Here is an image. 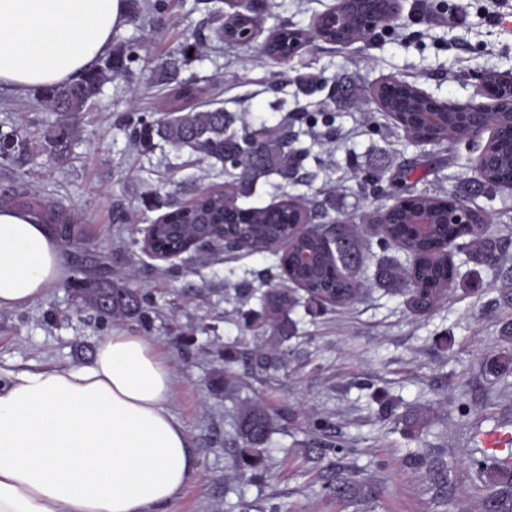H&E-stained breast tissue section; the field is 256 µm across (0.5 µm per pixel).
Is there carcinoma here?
Returning <instances> with one entry per match:
<instances>
[{
	"label": "carcinoma",
	"instance_id": "cac0c4a2",
	"mask_svg": "<svg viewBox=\"0 0 512 512\" xmlns=\"http://www.w3.org/2000/svg\"><path fill=\"white\" fill-rule=\"evenodd\" d=\"M205 2L213 3L209 18L219 42H224L226 34L239 42L252 38L257 14H226L220 6L222 0ZM304 34L301 28L278 32L271 40V50L286 57L288 48L281 45V40L299 41ZM190 48L192 45H186L181 55L168 57L154 71L156 83L172 87L169 107L161 109L156 117L131 113L125 118L126 126L132 141L142 151L151 150L158 138L176 149L188 148L202 158L224 164V188L198 191L188 207L173 199L172 193H166L162 201L168 208L166 219L155 221L157 250L183 251L192 240L210 233L215 225L233 224L242 248L247 251L265 253L277 244H286L280 265L287 277L305 290L309 301L344 307L361 293L359 272L364 261L365 233L372 231L379 236L382 247L398 245L412 257L407 266L394 261L382 263L377 271L378 281L384 286L413 284L411 308L426 313L447 296L448 288L456 282V268L448 258L447 245L466 237L467 245L481 260L495 257L501 249L492 221L483 211L473 209L477 216L473 224H450L448 210L464 206L466 201L415 194L407 187L402 188L395 204L378 206V226L370 218L361 224L343 221L318 225L307 235L294 230V225L309 216V210L297 198L285 196L262 208L240 207L237 199L249 196L259 179L270 174L289 177L301 166L308 150L295 147L297 135L286 125L278 132L247 122L237 128L233 113L198 102L201 93L179 80ZM138 49L135 40L115 37L111 49L78 80L38 90L40 105L57 114L58 120L48 124L22 122L0 134V145L12 143V148L0 151L3 165L8 167L36 154L58 162L69 158L75 137L69 118L90 107L106 77L131 74L132 65L140 60ZM489 120L499 131V137L488 145L495 161L477 174L481 186L499 190L512 177V112H493ZM454 121L453 116L449 124L426 126L418 121L415 112H402L395 119L397 127L404 129L412 140L428 137L439 144L458 143L452 132ZM1 206L27 212L37 222L48 225L58 241L89 245L95 240L93 225L40 197L1 193ZM71 286L79 292L83 304L102 320L124 318L144 323L154 308L153 300L139 290L110 281L89 282L79 269L74 272ZM296 303L295 291L271 288L263 293L260 312L245 314V330L264 339L243 361L251 375L261 376L280 367L289 339L288 313ZM273 428V417L258 402L246 403L236 417L235 440L240 442L238 469L250 483H258L266 475L265 445ZM471 466L487 477L489 512H500L499 487L508 484L507 478L512 477L509 459L496 461L492 470L485 457L472 459Z\"/></svg>",
	"mask_w": 512,
	"mask_h": 512
}]
</instances>
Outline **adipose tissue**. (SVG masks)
Segmentation results:
<instances>
[{"instance_id": "adipose-tissue-1", "label": "adipose tissue", "mask_w": 512, "mask_h": 512, "mask_svg": "<svg viewBox=\"0 0 512 512\" xmlns=\"http://www.w3.org/2000/svg\"><path fill=\"white\" fill-rule=\"evenodd\" d=\"M125 0H0V85L77 79L108 49ZM64 276L45 225L0 212V309ZM173 376L145 337L119 329L90 364L21 371L0 387V512H159L196 472L172 413Z\"/></svg>"}]
</instances>
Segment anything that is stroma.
<instances>
[{"label": "stroma", "mask_w": 512, "mask_h": 512, "mask_svg": "<svg viewBox=\"0 0 512 512\" xmlns=\"http://www.w3.org/2000/svg\"><path fill=\"white\" fill-rule=\"evenodd\" d=\"M440 1L400 0L391 30L348 47L316 41L275 63L259 55L260 42L284 25L311 28L335 0H259L254 44L207 37L180 77L250 123H292L310 147L295 179L258 182L245 205L273 202L277 183L304 201L327 200L316 221L330 224L393 204L401 170L414 163V192L471 198L492 216L507 244L495 263L452 245L460 276L447 300L419 314L407 288L384 287L373 276L383 255L406 265L408 253L372 247L361 301L344 308L302 303L291 314L295 329L279 369L242 382L225 378V348L244 355L257 343L242 328L243 308H257V295L289 282L269 253L219 248L160 261L144 251V231L162 214L147 202L148 188H180L187 202L196 188L223 184L224 176L220 163L195 161L189 149L160 140L150 151L136 149L120 123L125 112L168 100L169 88L152 83V72L205 28L203 0H171L159 17L130 9L116 34L140 43L147 64L107 81L77 115L66 163L34 157L0 174V191L39 195L94 224L106 265L87 263L80 245L63 244L65 271L86 263L90 277L139 289L155 308L144 325L101 321L63 279L32 303L0 310V386L16 372L88 364L98 344L123 328L150 340L169 363L170 408L196 458L194 477L167 512H485V480L470 460L504 458L507 448L486 447L483 437L512 433V372L487 371L493 359L512 356V190L479 191L471 145L451 151L411 142L372 98L374 86L394 76L464 103L476 99L485 74L512 73V0L494 22L485 15L488 0H444V9ZM311 112L334 113L333 127H310ZM22 113L55 118L34 91L1 89L0 132ZM243 282L256 294L245 306L234 299ZM383 396L396 405L389 420L379 412ZM247 400L263 402L278 420L259 484L245 483L236 466L234 418ZM420 409L427 423L417 428L408 416ZM317 418L331 422L324 437L342 443L340 454L318 453L319 437L307 427ZM412 454L419 466L408 464Z\"/></svg>", "instance_id": "35a3bbf8"}]
</instances>
